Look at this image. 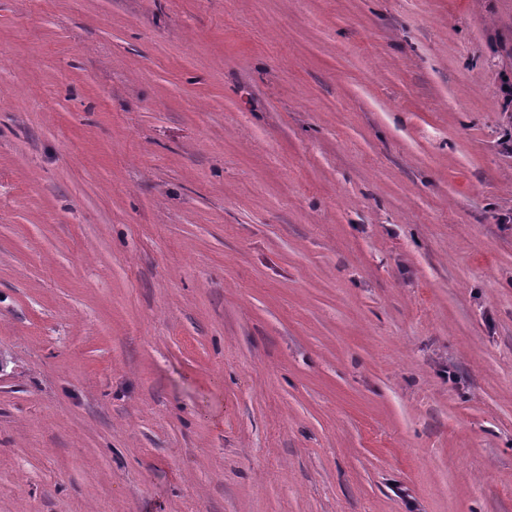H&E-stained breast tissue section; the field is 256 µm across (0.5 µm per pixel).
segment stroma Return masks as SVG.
<instances>
[{
	"mask_svg": "<svg viewBox=\"0 0 512 512\" xmlns=\"http://www.w3.org/2000/svg\"><path fill=\"white\" fill-rule=\"evenodd\" d=\"M512 0H0V512H512Z\"/></svg>",
	"mask_w": 512,
	"mask_h": 512,
	"instance_id": "stroma-1",
	"label": "stroma"
}]
</instances>
